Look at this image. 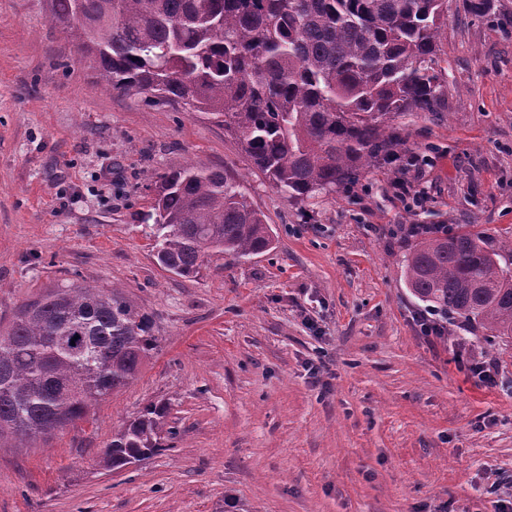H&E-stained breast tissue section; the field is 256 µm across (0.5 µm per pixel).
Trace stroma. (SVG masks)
I'll list each match as a JSON object with an SVG mask.
<instances>
[{"instance_id": "stroma-1", "label": "stroma", "mask_w": 512, "mask_h": 512, "mask_svg": "<svg viewBox=\"0 0 512 512\" xmlns=\"http://www.w3.org/2000/svg\"><path fill=\"white\" fill-rule=\"evenodd\" d=\"M450 10L441 112L390 124L421 176L381 163L297 203L202 112L104 88L42 0H0V334L65 279L118 288L158 348L86 418L0 447V512H506L512 507V343L453 316L424 335L403 224L512 240V0ZM193 164L234 176L274 244L161 268L149 177ZM415 181L423 206L402 198ZM492 360L495 388L464 361ZM166 404L159 454L122 470L112 436Z\"/></svg>"}]
</instances>
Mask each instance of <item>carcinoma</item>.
<instances>
[{
  "mask_svg": "<svg viewBox=\"0 0 512 512\" xmlns=\"http://www.w3.org/2000/svg\"><path fill=\"white\" fill-rule=\"evenodd\" d=\"M49 15L94 57L106 88L207 112L252 167L299 202L336 190L403 139L386 123L432 114L448 96L434 68L448 0H45ZM147 188L161 267L199 273L205 258L272 248L270 226L240 184L188 165ZM469 231L422 237L405 256L413 296L512 340V271ZM86 336V351L53 347ZM150 315L122 291L61 282L22 305L0 336V447L46 439L122 390L157 350ZM166 408L150 405L112 436L119 470L163 448Z\"/></svg>",
  "mask_w": 512,
  "mask_h": 512,
  "instance_id": "cac0c4a2",
  "label": "carcinoma"
}]
</instances>
